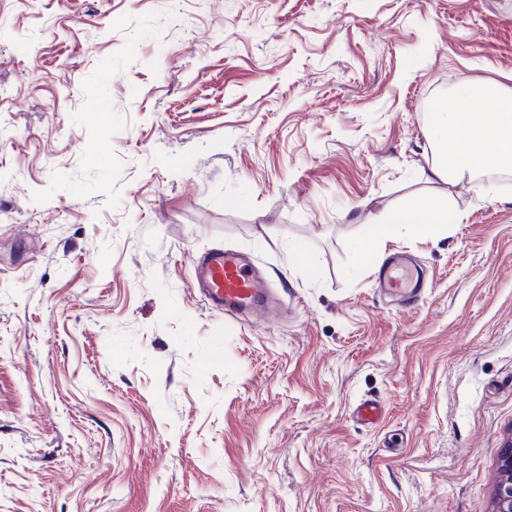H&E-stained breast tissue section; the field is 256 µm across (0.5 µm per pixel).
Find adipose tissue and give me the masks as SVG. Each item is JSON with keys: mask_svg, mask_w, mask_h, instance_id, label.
<instances>
[{"mask_svg": "<svg viewBox=\"0 0 512 512\" xmlns=\"http://www.w3.org/2000/svg\"><path fill=\"white\" fill-rule=\"evenodd\" d=\"M432 139L427 183L453 187L478 174L512 168V88L497 83L458 86L452 104H437L426 117ZM430 192L401 205L370 213L369 239L362 253L378 252L385 238L447 232L460 214L448 194Z\"/></svg>", "mask_w": 512, "mask_h": 512, "instance_id": "1", "label": "adipose tissue"}]
</instances>
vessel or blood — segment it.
Wrapping results in <instances>:
<instances>
[{
	"label": "vessel or blood",
	"instance_id": "b4317fda",
	"mask_svg": "<svg viewBox=\"0 0 512 512\" xmlns=\"http://www.w3.org/2000/svg\"><path fill=\"white\" fill-rule=\"evenodd\" d=\"M199 274V287L206 300L223 310L227 318H235L242 311H255L262 317L273 313L264 279L243 255L230 251L213 253L200 262ZM378 285L410 300L419 291V278L412 263L399 254L381 268Z\"/></svg>",
	"mask_w": 512,
	"mask_h": 512
}]
</instances>
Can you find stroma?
<instances>
[{
  "label": "stroma",
  "mask_w": 512,
  "mask_h": 512,
  "mask_svg": "<svg viewBox=\"0 0 512 512\" xmlns=\"http://www.w3.org/2000/svg\"><path fill=\"white\" fill-rule=\"evenodd\" d=\"M473 82L512 87V0H0V512H492L512 175L355 249ZM218 248L269 319L196 294ZM380 288L404 296L410 303L420 292L419 278L416 269L406 256H394L383 268L378 276Z\"/></svg>",
  "instance_id": "obj_1"
}]
</instances>
